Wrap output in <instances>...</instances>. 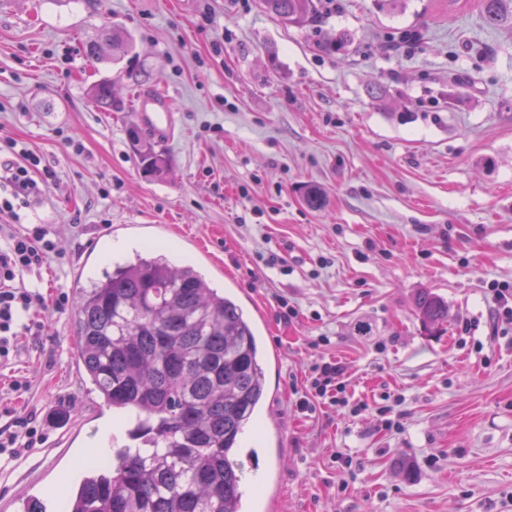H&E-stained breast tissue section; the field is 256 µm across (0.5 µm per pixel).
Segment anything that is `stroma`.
<instances>
[{"instance_id":"35a3bbf8","label":"stroma","mask_w":512,"mask_h":512,"mask_svg":"<svg viewBox=\"0 0 512 512\" xmlns=\"http://www.w3.org/2000/svg\"><path fill=\"white\" fill-rule=\"evenodd\" d=\"M112 25L133 60L89 57ZM104 76L125 111L92 102ZM142 90L178 105L159 178L129 140ZM5 138L55 173L26 221L57 246L41 328L0 370L31 382L0 387V427L43 426L0 471L8 512L66 492L104 430L125 444L75 366L74 304L50 301L150 244L233 293L272 355L263 425L242 436L260 455L240 460L259 512H512V324L490 291L512 286V26L476 0H336L303 26L260 0H0ZM425 289L448 306L435 330L415 314ZM322 358L346 364L350 404L300 410Z\"/></svg>"}]
</instances>
